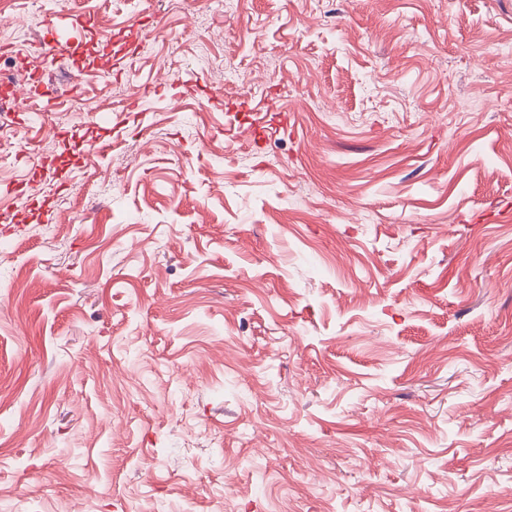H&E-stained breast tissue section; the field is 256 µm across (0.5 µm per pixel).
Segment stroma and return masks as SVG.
Masks as SVG:
<instances>
[{"label": "stroma", "mask_w": 512, "mask_h": 512, "mask_svg": "<svg viewBox=\"0 0 512 512\" xmlns=\"http://www.w3.org/2000/svg\"><path fill=\"white\" fill-rule=\"evenodd\" d=\"M70 10L81 59L51 60ZM21 14L0 512H506L512 0Z\"/></svg>", "instance_id": "obj_1"}]
</instances>
